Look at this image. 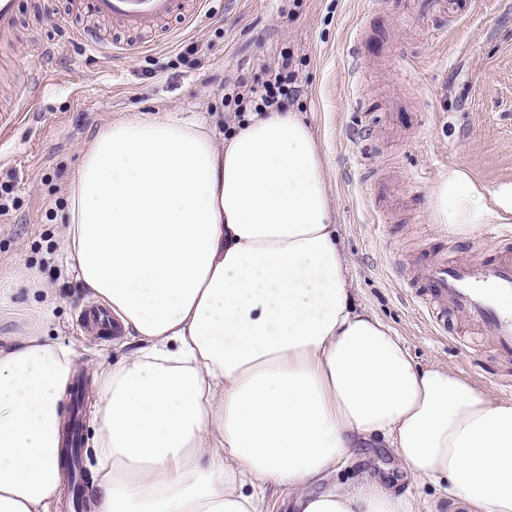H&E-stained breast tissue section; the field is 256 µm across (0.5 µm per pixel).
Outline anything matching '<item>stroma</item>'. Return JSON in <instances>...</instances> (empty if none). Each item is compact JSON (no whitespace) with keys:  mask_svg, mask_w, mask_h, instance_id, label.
Masks as SVG:
<instances>
[{"mask_svg":"<svg viewBox=\"0 0 512 512\" xmlns=\"http://www.w3.org/2000/svg\"><path fill=\"white\" fill-rule=\"evenodd\" d=\"M71 0H21L20 32L0 44L9 75L25 89L37 48L54 56L35 98L0 103V183L14 179V210L0 219V284L15 270L36 271L0 319V338L37 333L75 346L71 379L84 385V407L64 395L62 418L81 411L82 456L97 471V375L131 352L121 331L98 334L81 311L92 300L64 257L62 215L70 177L97 131L130 117L205 120L216 144L235 123L215 73L260 78L263 64L294 55L303 95L290 111L307 123L325 159L333 219L359 302L406 344L416 363L442 366L503 395L512 354L488 329L418 297L419 262L436 255L456 264L512 257V223L440 224L435 190L449 170L466 171L482 192L512 184V0H454L442 36L412 22L411 0H209L171 38L112 54L124 31L97 21L98 45L77 38L83 25ZM200 45L202 70L181 64ZM368 137H358V130ZM47 318H40L41 308ZM339 483L393 482L414 512H461L444 488L408 474L381 444L354 449Z\"/></svg>","mask_w":512,"mask_h":512,"instance_id":"1","label":"stroma"}]
</instances>
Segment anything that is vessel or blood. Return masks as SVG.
<instances>
[{
  "mask_svg": "<svg viewBox=\"0 0 512 512\" xmlns=\"http://www.w3.org/2000/svg\"><path fill=\"white\" fill-rule=\"evenodd\" d=\"M207 0H89L92 15L132 31L165 36L164 21L182 16L192 23ZM18 0H0V36L17 30ZM428 298L449 303L468 318L482 322L504 351L512 352V260L458 266L428 259L418 273Z\"/></svg>",
  "mask_w": 512,
  "mask_h": 512,
  "instance_id": "vessel-or-blood-1",
  "label": "vessel or blood"
}]
</instances>
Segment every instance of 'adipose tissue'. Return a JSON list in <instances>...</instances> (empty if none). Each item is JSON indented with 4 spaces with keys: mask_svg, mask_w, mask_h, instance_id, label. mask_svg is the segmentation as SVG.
I'll return each instance as SVG.
<instances>
[{
    "mask_svg": "<svg viewBox=\"0 0 512 512\" xmlns=\"http://www.w3.org/2000/svg\"><path fill=\"white\" fill-rule=\"evenodd\" d=\"M317 143L292 112L249 117L216 146L200 123L127 118L75 169L65 260L138 345L102 371L96 512H411L368 479L309 486L377 440L447 483L470 512H512V399L440 366L357 305ZM435 219L512 213L468 173L436 187ZM76 352L0 347V512H50L59 414Z\"/></svg>",
    "mask_w": 512,
    "mask_h": 512,
    "instance_id": "adipose-tissue-1",
    "label": "adipose tissue"
}]
</instances>
